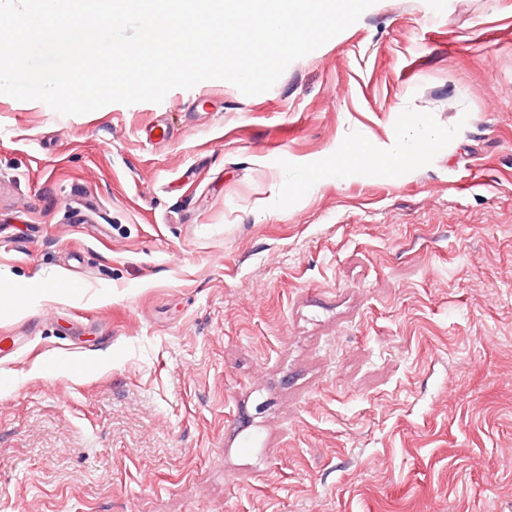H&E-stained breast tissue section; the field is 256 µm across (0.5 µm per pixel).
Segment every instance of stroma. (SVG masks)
Returning a JSON list of instances; mask_svg holds the SVG:
<instances>
[{
	"label": "stroma",
	"mask_w": 512,
	"mask_h": 512,
	"mask_svg": "<svg viewBox=\"0 0 512 512\" xmlns=\"http://www.w3.org/2000/svg\"><path fill=\"white\" fill-rule=\"evenodd\" d=\"M3 282L0 512H512V0H377L254 96L0 94ZM430 136L426 132L417 129L413 124L389 151L390 158L395 161H406L412 158L419 147H428Z\"/></svg>",
	"instance_id": "stroma-1"
}]
</instances>
